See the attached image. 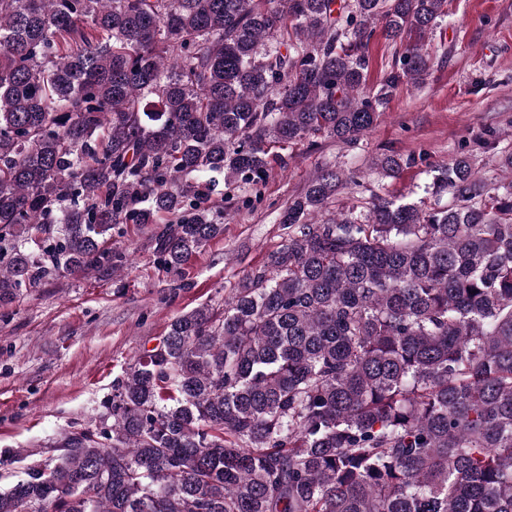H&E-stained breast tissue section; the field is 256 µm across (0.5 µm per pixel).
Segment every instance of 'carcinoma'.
Returning <instances> with one entry per match:
<instances>
[{"instance_id": "obj_1", "label": "carcinoma", "mask_w": 512, "mask_h": 512, "mask_svg": "<svg viewBox=\"0 0 512 512\" xmlns=\"http://www.w3.org/2000/svg\"><path fill=\"white\" fill-rule=\"evenodd\" d=\"M448 0H0V307L53 275L119 276L118 224L178 268L211 209L314 137L355 144L430 67ZM399 45L377 90V27ZM427 171L424 208L318 169L283 244L175 317L94 426L0 512H512V148ZM415 158L383 154L396 179Z\"/></svg>"}]
</instances>
